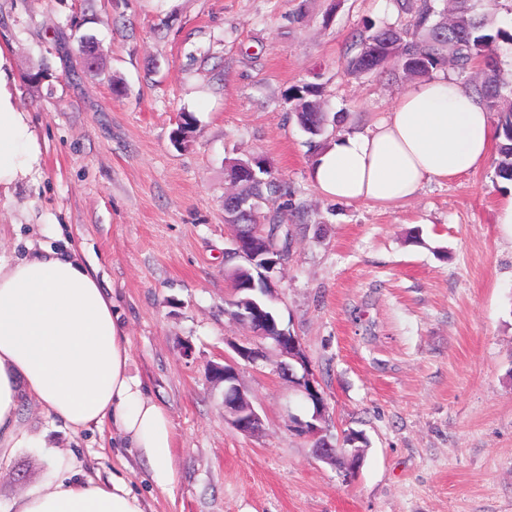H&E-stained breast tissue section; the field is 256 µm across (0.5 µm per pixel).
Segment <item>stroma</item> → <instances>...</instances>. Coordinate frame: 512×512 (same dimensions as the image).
<instances>
[{"label":"stroma","instance_id":"35a3bbf8","mask_svg":"<svg viewBox=\"0 0 512 512\" xmlns=\"http://www.w3.org/2000/svg\"><path fill=\"white\" fill-rule=\"evenodd\" d=\"M405 22L394 0H0V48L42 149L37 181L0 193V255L67 245L95 271L178 467L160 491L111 429L76 434L25 405L39 445L0 464L1 505L46 482L59 447L88 476L123 475L145 512H512V231L494 221L508 194L495 159L392 207L333 202L309 176L318 149L373 128L409 88L394 68L347 69L367 25ZM77 31L98 70L58 54ZM303 84L332 119L316 138L288 99ZM185 110L197 124L177 145ZM253 156L291 193L272 307L325 398L322 434L367 440L350 478L300 431L313 409L272 342L239 374L259 433L230 424L207 377L251 337L224 311V198L229 165Z\"/></svg>","mask_w":512,"mask_h":512}]
</instances>
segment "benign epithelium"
Returning a JSON list of instances; mask_svg holds the SVG:
<instances>
[{
  "mask_svg": "<svg viewBox=\"0 0 512 512\" xmlns=\"http://www.w3.org/2000/svg\"><path fill=\"white\" fill-rule=\"evenodd\" d=\"M248 217L249 212L243 209L239 201L229 199L224 202V219L235 229L233 248L226 252V259L230 262L244 261L251 265L262 284V293L271 296L274 292L272 273L276 272L280 264V261L272 258V255L277 253V249L268 245L259 248L253 243V237L262 225L252 226L245 223L244 219ZM232 318L249 328L257 340L235 345V356L225 357L222 362L209 366L208 378L224 383V415L244 435H251L262 428L263 419L245 396L238 384V379L240 362L254 364L263 358L264 350L261 341L270 339L283 358L278 365L279 374L298 387L313 405L312 420L305 423V427L317 441L316 456L325 461L336 460L335 445L321 436V430L316 424L326 410L324 397L309 374L306 373L300 378L294 374L293 363H304L303 349L298 337L279 328L275 315L267 312L258 302L250 298L236 301Z\"/></svg>",
  "mask_w": 512,
  "mask_h": 512,
  "instance_id": "obj_1",
  "label": "benign epithelium"
}]
</instances>
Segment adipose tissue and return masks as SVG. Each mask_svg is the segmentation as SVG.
<instances>
[{
	"instance_id": "obj_1",
	"label": "adipose tissue",
	"mask_w": 512,
	"mask_h": 512,
	"mask_svg": "<svg viewBox=\"0 0 512 512\" xmlns=\"http://www.w3.org/2000/svg\"><path fill=\"white\" fill-rule=\"evenodd\" d=\"M10 70L0 49V187L7 190L34 182L42 159ZM495 140L476 96L439 77L409 88L373 128L338 135L317 153L310 176L329 199L389 206L426 182L481 169ZM26 401L75 433L111 426L158 489L176 485L171 420L131 370L130 341L112 300L78 257L44 247L0 256V460L24 440ZM54 460L51 479L22 491L7 512H144L125 478L83 477L75 457L60 451Z\"/></svg>"
}]
</instances>
